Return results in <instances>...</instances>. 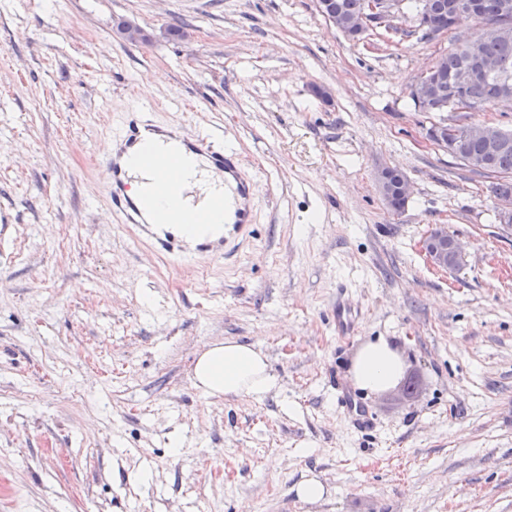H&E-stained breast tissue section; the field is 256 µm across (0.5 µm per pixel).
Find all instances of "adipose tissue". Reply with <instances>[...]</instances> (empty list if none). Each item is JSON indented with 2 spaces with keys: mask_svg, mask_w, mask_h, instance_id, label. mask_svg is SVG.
Masks as SVG:
<instances>
[{
  "mask_svg": "<svg viewBox=\"0 0 512 512\" xmlns=\"http://www.w3.org/2000/svg\"><path fill=\"white\" fill-rule=\"evenodd\" d=\"M401 358L385 337L366 342L352 365L356 384L377 392L400 376ZM197 383L210 395H247L265 398L278 386L266 356L253 346L235 340L208 348L194 367Z\"/></svg>",
  "mask_w": 512,
  "mask_h": 512,
  "instance_id": "adipose-tissue-1",
  "label": "adipose tissue"
}]
</instances>
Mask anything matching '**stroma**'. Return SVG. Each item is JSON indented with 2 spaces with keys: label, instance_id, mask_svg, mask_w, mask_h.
<instances>
[{
  "label": "stroma",
  "instance_id": "obj_1",
  "mask_svg": "<svg viewBox=\"0 0 512 512\" xmlns=\"http://www.w3.org/2000/svg\"><path fill=\"white\" fill-rule=\"evenodd\" d=\"M474 31L354 43L315 0H0V512H512V225L426 136L512 112L407 95ZM143 101L222 127L253 179L227 255L179 263L115 221L98 160ZM386 167L411 183L397 213ZM439 228L461 246L445 270L423 249ZM379 336L405 365L368 393L350 368ZM227 340L268 358L278 393L197 387ZM311 475L314 503L294 491Z\"/></svg>",
  "mask_w": 512,
  "mask_h": 512
}]
</instances>
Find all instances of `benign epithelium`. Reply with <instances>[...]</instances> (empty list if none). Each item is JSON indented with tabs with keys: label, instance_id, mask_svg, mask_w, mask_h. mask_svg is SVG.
Wrapping results in <instances>:
<instances>
[{
	"label": "benign epithelium",
	"instance_id": "benign-epithelium-1",
	"mask_svg": "<svg viewBox=\"0 0 512 512\" xmlns=\"http://www.w3.org/2000/svg\"><path fill=\"white\" fill-rule=\"evenodd\" d=\"M405 18V0H366L364 11L347 24V35L355 41L364 38L374 28L386 27L391 29L398 26ZM481 37H475L466 48L467 55L473 64L463 68L454 78L448 80V100L439 101L431 93L434 86L433 72L430 68L408 86V96L417 102L421 112H445L448 104L457 101L461 92L478 74L493 77L497 73L496 66L484 60L479 53ZM502 130L489 124H474L466 128V137L481 138L489 142L500 139ZM427 136L437 146L448 152V155L465 163L470 160L463 154L457 142L448 140L447 131L442 125H433L427 131ZM426 252L431 262L442 268L448 267V262L458 261L461 250L458 241L448 231L440 228L431 233L425 242Z\"/></svg>",
	"mask_w": 512,
	"mask_h": 512
}]
</instances>
